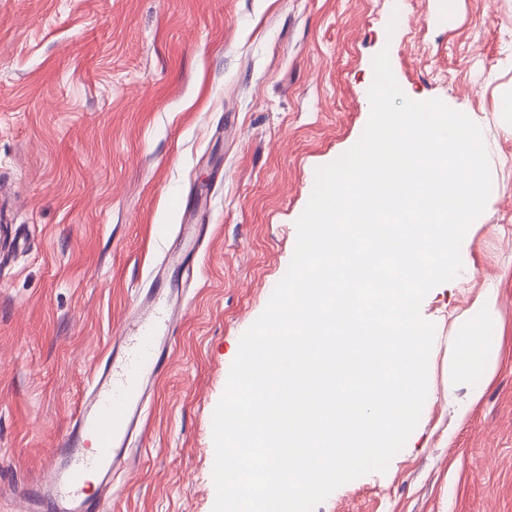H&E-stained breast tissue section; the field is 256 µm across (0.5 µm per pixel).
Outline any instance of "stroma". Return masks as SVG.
Here are the masks:
<instances>
[{
	"mask_svg": "<svg viewBox=\"0 0 512 512\" xmlns=\"http://www.w3.org/2000/svg\"><path fill=\"white\" fill-rule=\"evenodd\" d=\"M383 50L409 99L473 113L493 186L459 283L421 304L416 429L314 512H512V0H0V219L28 242L0 261V512H22L159 273L183 316L106 512H212L240 338L290 266L317 168L368 122ZM196 223L198 246L179 232ZM489 290L503 336L472 404L448 360Z\"/></svg>",
	"mask_w": 512,
	"mask_h": 512,
	"instance_id": "1",
	"label": "stroma"
}]
</instances>
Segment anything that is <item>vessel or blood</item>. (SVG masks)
<instances>
[{
	"instance_id": "1",
	"label": "vessel or blood",
	"mask_w": 512,
	"mask_h": 512,
	"mask_svg": "<svg viewBox=\"0 0 512 512\" xmlns=\"http://www.w3.org/2000/svg\"><path fill=\"white\" fill-rule=\"evenodd\" d=\"M181 304V288L161 279L142 296L137 317L97 363L65 436L46 458L30 507L46 499L55 512H105L143 425L145 397L175 343L173 314Z\"/></svg>"
}]
</instances>
